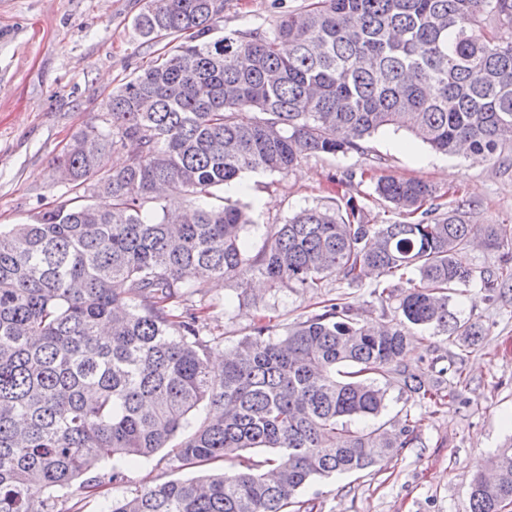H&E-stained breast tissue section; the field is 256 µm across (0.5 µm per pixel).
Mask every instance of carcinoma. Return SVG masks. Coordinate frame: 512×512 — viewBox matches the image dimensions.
<instances>
[{"instance_id":"1","label":"carcinoma","mask_w":512,"mask_h":512,"mask_svg":"<svg viewBox=\"0 0 512 512\" xmlns=\"http://www.w3.org/2000/svg\"><path fill=\"white\" fill-rule=\"evenodd\" d=\"M223 13L224 0H146L133 19L143 42L179 44L107 96L109 127H88L56 160L109 209L83 198L0 226V512H55L76 482L97 493L85 475L100 463L121 482L167 447L201 475L109 512H286L314 479L414 445L409 410L396 430L349 427L385 409L389 386L444 404L441 381L403 359L409 327L470 346L482 336L448 308L475 279L457 255L477 236L498 249L512 228L472 223L470 201L443 211L430 184L382 176L373 194L405 220L370 224L351 198L303 208L269 225L253 255L250 205L211 199L244 191L245 173L359 151L390 128L443 154L511 161L512 0H313L268 31L213 39ZM107 150L131 156L105 170ZM166 188L193 197L179 224L165 206L159 219L144 211ZM254 272L315 290L372 276L397 317L359 319L331 301L282 335L259 319L216 372V340L180 304L212 279L245 290ZM480 280L507 285L512 263ZM493 467L494 480L472 479L470 512L512 502V443Z\"/></svg>"}]
</instances>
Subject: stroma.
Wrapping results in <instances>:
<instances>
[{
    "mask_svg": "<svg viewBox=\"0 0 512 512\" xmlns=\"http://www.w3.org/2000/svg\"><path fill=\"white\" fill-rule=\"evenodd\" d=\"M146 0H0V225L32 220L73 196L54 160L87 126H106L102 103L155 56L131 26ZM309 0H224L216 36L245 28L266 30ZM363 173L343 184L346 172ZM381 176L417 178L433 184L443 203L453 197L473 204L476 224L512 226V167L494 158L445 155L408 132L385 129L362 151L332 157L310 154L287 173H247V201L254 219L245 232L250 252L262 246L268 225L281 224L303 207L354 197L372 224L396 216L371 196ZM376 283L330 282L309 288H268L252 275L248 290L235 282H209L191 297L204 336L231 347L248 335L259 316L276 333L318 312L324 301L342 299L362 318L391 320L394 305L381 301ZM449 308L459 320L478 324L481 341L464 346L445 332L419 330L409 340L406 360L430 371L444 388H455L453 370L463 366L468 384L433 408L387 390L379 422H396L404 412L422 420L414 447L355 474L314 480L300 500L313 512H470V482L486 470L492 455L512 439V288L485 291L480 282L453 293ZM99 489L89 496L78 487L57 495L58 512H108L113 499L171 479H189L166 451L132 466L126 482L113 483L110 463L93 472Z\"/></svg>",
    "mask_w": 512,
    "mask_h": 512,
    "instance_id": "obj_1",
    "label": "stroma"
}]
</instances>
